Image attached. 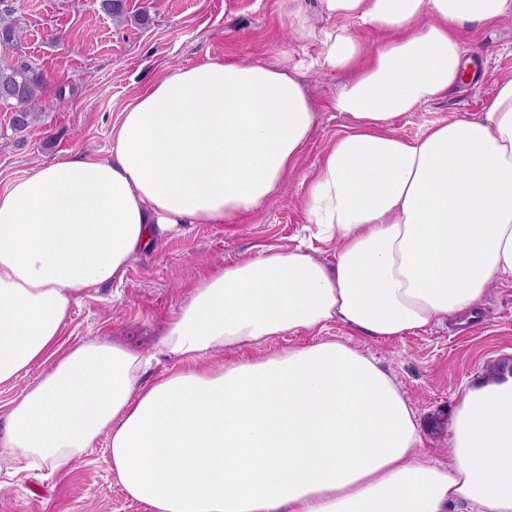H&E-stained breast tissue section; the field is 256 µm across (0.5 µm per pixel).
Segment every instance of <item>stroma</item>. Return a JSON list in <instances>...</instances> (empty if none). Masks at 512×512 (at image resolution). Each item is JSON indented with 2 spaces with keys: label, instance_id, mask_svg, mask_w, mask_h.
Listing matches in <instances>:
<instances>
[{
  "label": "stroma",
  "instance_id": "1",
  "mask_svg": "<svg viewBox=\"0 0 512 512\" xmlns=\"http://www.w3.org/2000/svg\"><path fill=\"white\" fill-rule=\"evenodd\" d=\"M4 2L24 31L25 53L44 75L45 97L59 95L63 102L22 131L0 108V190L57 158L106 154L113 125L138 92L169 70L210 58L300 65V79L319 110L293 172L272 201L224 224L192 225L185 237L138 254L122 281L73 306L61 348L116 338L150 352L162 323L199 274L264 248L299 243L307 181L349 127L331 109L348 73L313 65L321 51L319 33L338 25L321 15L319 0H304L318 35L303 41L290 39L294 21L282 0H123L119 18L105 13L101 0ZM464 47L476 64L475 80L397 117L396 133L412 138L451 117L483 112L495 83L512 78V18L466 33ZM478 306V320L463 333L444 322L397 340H357L404 392L419 417L423 452L436 462H447L448 452L445 434L431 430L430 416L451 410L462 385L482 377L487 364L512 358V279L490 288ZM0 512L146 510L123 493L102 437L64 473L45 468L16 476L0 458Z\"/></svg>",
  "mask_w": 512,
  "mask_h": 512
}]
</instances>
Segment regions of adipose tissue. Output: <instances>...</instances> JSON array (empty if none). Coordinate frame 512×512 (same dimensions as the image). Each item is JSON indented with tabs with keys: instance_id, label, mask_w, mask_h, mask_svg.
Here are the masks:
<instances>
[{
	"instance_id": "obj_1",
	"label": "adipose tissue",
	"mask_w": 512,
	"mask_h": 512,
	"mask_svg": "<svg viewBox=\"0 0 512 512\" xmlns=\"http://www.w3.org/2000/svg\"><path fill=\"white\" fill-rule=\"evenodd\" d=\"M320 8L343 21L319 64L352 71L332 104L351 125L307 184L308 239L201 275L152 355L57 345L78 299L122 280L134 255L277 194L318 121L296 70L224 58L169 72L122 112L107 157H63L0 192V385L43 369L0 430L15 472L67 471L103 434L147 512H512V374L464 385L435 463L395 380L320 337L333 322L390 340L470 319L512 278V78L479 114L392 130L471 79L460 32L512 17V0ZM365 29L382 34L374 49ZM318 243L335 263L313 257ZM300 331L313 341L265 352ZM218 351L238 358L201 369ZM170 357L179 369L146 380Z\"/></svg>"
}]
</instances>
